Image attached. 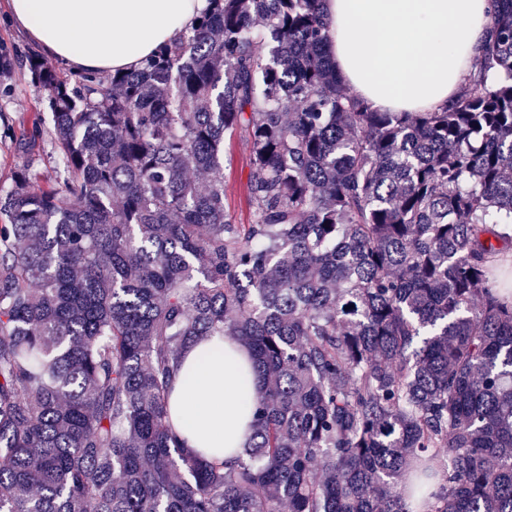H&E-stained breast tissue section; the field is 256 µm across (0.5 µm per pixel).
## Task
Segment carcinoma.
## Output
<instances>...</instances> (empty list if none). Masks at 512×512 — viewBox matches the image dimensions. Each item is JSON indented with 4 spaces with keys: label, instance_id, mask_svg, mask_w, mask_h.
I'll list each match as a JSON object with an SVG mask.
<instances>
[{
    "label": "carcinoma",
    "instance_id": "carcinoma-1",
    "mask_svg": "<svg viewBox=\"0 0 512 512\" xmlns=\"http://www.w3.org/2000/svg\"><path fill=\"white\" fill-rule=\"evenodd\" d=\"M320 2L211 0L103 80L29 57L68 176L0 196V512H512V0L433 112L350 96ZM207 336L263 386L228 468L167 407ZM248 151L238 139L227 140L224 152V202L230 215L239 224L249 222L246 202V184L249 167L246 164Z\"/></svg>",
    "mask_w": 512,
    "mask_h": 512
}]
</instances>
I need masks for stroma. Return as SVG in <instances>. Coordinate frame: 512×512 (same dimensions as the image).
<instances>
[{"instance_id":"1","label":"stroma","mask_w":512,"mask_h":512,"mask_svg":"<svg viewBox=\"0 0 512 512\" xmlns=\"http://www.w3.org/2000/svg\"><path fill=\"white\" fill-rule=\"evenodd\" d=\"M33 48L25 34L7 19L6 0H0V56L14 61L11 71L0 70V194L10 191L13 171L30 164L35 186L63 180V165L51 124L32 134L30 118L46 111V93L37 91L23 62ZM248 151L237 139L227 142L224 152V202L236 222L249 221L246 184Z\"/></svg>"}]
</instances>
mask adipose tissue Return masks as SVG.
<instances>
[{"label": "adipose tissue", "instance_id": "ef3b65f1", "mask_svg": "<svg viewBox=\"0 0 512 512\" xmlns=\"http://www.w3.org/2000/svg\"><path fill=\"white\" fill-rule=\"evenodd\" d=\"M327 52L350 94L375 112L448 106L478 63L492 0H322ZM210 0H8L45 56L78 74L133 71L179 40ZM249 351L222 336L186 348L168 410L184 448L233 465L251 441L261 385Z\"/></svg>", "mask_w": 512, "mask_h": 512}]
</instances>
